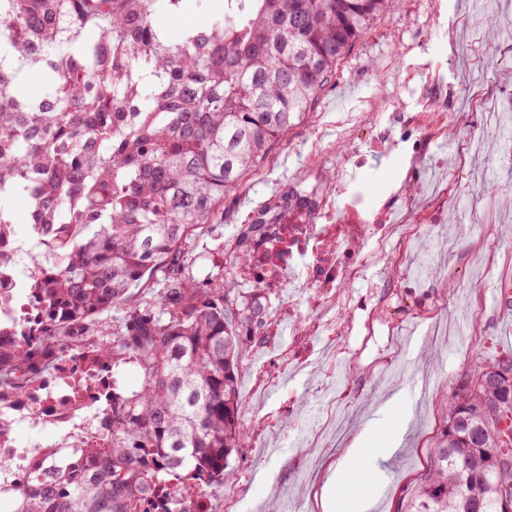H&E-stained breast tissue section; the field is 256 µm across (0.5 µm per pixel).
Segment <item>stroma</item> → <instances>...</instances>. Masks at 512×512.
Masks as SVG:
<instances>
[{
  "label": "stroma",
  "mask_w": 512,
  "mask_h": 512,
  "mask_svg": "<svg viewBox=\"0 0 512 512\" xmlns=\"http://www.w3.org/2000/svg\"><path fill=\"white\" fill-rule=\"evenodd\" d=\"M389 0L340 62L314 110L277 142L224 198L205 242L232 245L243 224L291 189L318 209L363 216L386 210L395 224L446 225V246L403 258L410 287L394 291L388 325L318 341L306 373L279 371L287 338L251 347L239 368L249 445L230 460L233 483L208 492L212 512H322L321 486L358 435L388 459L363 458L353 475L369 512H396L403 487L425 468L443 406L468 374L470 351L496 336L488 294L512 282V255L488 276L474 227L512 226V141L485 126L487 106L512 114V38L489 54L490 26H512V0ZM494 193L481 191L482 181ZM416 384L417 404L402 389Z\"/></svg>",
  "instance_id": "1"
}]
</instances>
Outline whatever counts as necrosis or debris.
Wrapping results in <instances>:
<instances>
[{
    "label": "necrosis or debris",
    "instance_id": "necrosis-or-debris-1",
    "mask_svg": "<svg viewBox=\"0 0 512 512\" xmlns=\"http://www.w3.org/2000/svg\"><path fill=\"white\" fill-rule=\"evenodd\" d=\"M325 223L289 220L269 225L264 236L256 239L251 260L241 271L253 287L288 291V305L269 308V334L277 336L284 322L297 324L301 335H344L346 325L334 303L343 300L365 272L386 262L396 268L410 238H438L437 224H409L405 228L372 220L361 223L348 214L328 209ZM306 299L311 310L308 320H301L295 305Z\"/></svg>",
    "mask_w": 512,
    "mask_h": 512
}]
</instances>
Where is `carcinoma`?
Wrapping results in <instances>:
<instances>
[{
  "instance_id": "1",
  "label": "carcinoma",
  "mask_w": 512,
  "mask_h": 512,
  "mask_svg": "<svg viewBox=\"0 0 512 512\" xmlns=\"http://www.w3.org/2000/svg\"><path fill=\"white\" fill-rule=\"evenodd\" d=\"M173 42L155 23L185 0H0V239L28 224V286L0 280V464L11 462L19 400L63 391L96 423L35 450L23 484L0 480L3 512H146L153 491L182 500L233 480L248 447L239 363L262 335L266 299L188 249L224 195L310 114L387 0H223ZM44 79L29 92L24 72ZM27 203L19 218L11 202ZM299 193L236 235L233 263ZM162 274L136 304L130 288ZM122 314L108 326L101 316ZM448 397L427 469L397 512H499L512 488V386H469L483 369L512 376V350L479 347ZM134 365L138 387L119 377Z\"/></svg>"
}]
</instances>
